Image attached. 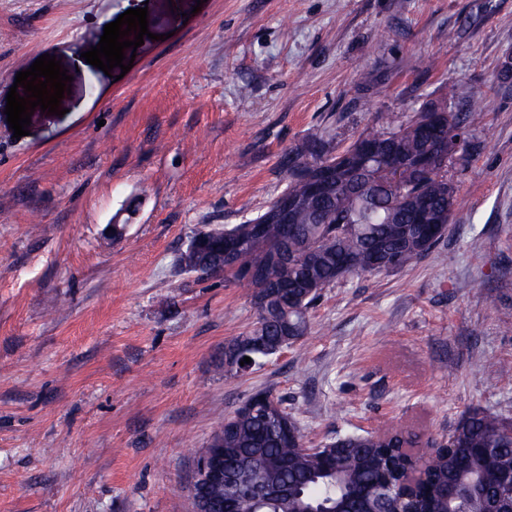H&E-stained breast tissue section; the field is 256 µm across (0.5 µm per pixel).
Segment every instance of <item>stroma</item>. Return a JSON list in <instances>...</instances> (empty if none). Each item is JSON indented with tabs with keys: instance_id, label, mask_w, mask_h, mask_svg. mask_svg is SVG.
<instances>
[{
	"instance_id": "1",
	"label": "stroma",
	"mask_w": 512,
	"mask_h": 512,
	"mask_svg": "<svg viewBox=\"0 0 512 512\" xmlns=\"http://www.w3.org/2000/svg\"><path fill=\"white\" fill-rule=\"evenodd\" d=\"M147 7L122 79L76 60ZM66 113L5 106L43 54ZM480 106L449 160L460 210L416 264L340 279L310 332L241 374L251 290L179 273L206 224L288 183L313 133L335 151L430 102ZM125 225L120 240L108 226ZM512 0H0V512H191V451L269 390L305 444L468 410L512 419Z\"/></svg>"
}]
</instances>
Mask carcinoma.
<instances>
[{"mask_svg": "<svg viewBox=\"0 0 512 512\" xmlns=\"http://www.w3.org/2000/svg\"><path fill=\"white\" fill-rule=\"evenodd\" d=\"M480 123V113L448 111L444 98L430 103L406 125L393 130L365 129L341 153L322 134L311 136L288 152L286 188L255 217L240 224H206L191 239L204 238L205 249L181 250L175 266L203 281L220 273L252 290L258 315L247 334L224 345V357H249L237 368L246 372L281 352L308 333L309 313L324 289L339 280L346 264L348 276L382 273L376 244L385 241L399 251L404 269L432 252L440 238L427 239L413 229V215L424 210L431 224H450L457 206L455 189L440 173L400 192L380 174L381 160L367 158L365 146H376L414 170L429 152L447 153L448 142L466 146V129ZM330 180L320 194L312 180L322 173ZM288 258H281L283 242ZM302 432L300 421L284 401L254 411L235 410L230 427L219 423L210 439L194 449L200 460L220 445L227 449L225 466L256 486L273 485L281 495L273 512H363L367 496L381 486L386 464L396 476L390 491L398 494V475L410 465L404 449L409 426L382 427L365 434H348L323 445L336 455L334 470L320 454L288 444L286 430ZM512 420L474 408L451 430L461 445L458 454L440 455L423 472L416 496L430 512H489L502 487V474L512 471Z\"/></svg>", "mask_w": 512, "mask_h": 512, "instance_id": "1", "label": "carcinoma"}]
</instances>
